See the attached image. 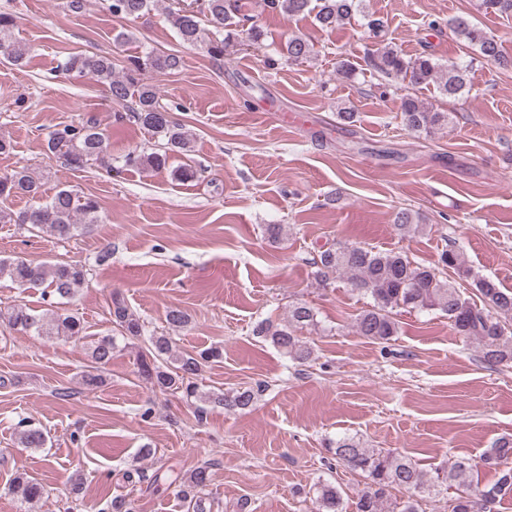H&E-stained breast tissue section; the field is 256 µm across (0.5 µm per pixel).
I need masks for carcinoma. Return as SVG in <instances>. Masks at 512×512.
Segmentation results:
<instances>
[{"label": "carcinoma", "instance_id": "obj_1", "mask_svg": "<svg viewBox=\"0 0 512 512\" xmlns=\"http://www.w3.org/2000/svg\"><path fill=\"white\" fill-rule=\"evenodd\" d=\"M108 11L124 19L137 18L150 10L153 0H105ZM364 0H184L176 2L166 13L170 27L178 39L189 46L205 45L207 54L217 60L224 58V48L233 40L243 38L252 44L265 39L257 19L264 14L285 13L298 16L314 14L321 30H333L364 9ZM479 7L489 13L512 14V0H480ZM15 17L0 12V60L21 67L30 55V47L14 36ZM451 30L468 48H476L487 62L499 67H512V59L502 55L498 42L480 25L464 18L452 20ZM313 43L304 35L288 37L277 56H268L264 65L277 69L284 63L309 59ZM372 68L386 78L402 77L414 86L437 84L444 95L455 96L467 84L470 64L452 61L443 64L430 54L407 58L395 46L386 45L369 58ZM182 59L176 53L148 51L142 56H129L116 62L109 54H69L61 63L62 71L76 77H90L107 85L114 104L120 107L118 117L141 126L156 138L160 148L151 152L134 150L127 154L129 166L161 168L172 153L188 151L190 140L184 126L174 122L161 103L156 86L147 81L145 72L168 74L180 70ZM401 119L415 133L428 134L448 123V113L425 105L418 98H401ZM49 153L63 160L74 170H82L93 162L112 172L106 161L105 135L97 122L88 119L73 125L65 124L53 130L47 139ZM42 183L27 170L19 169L0 175V198L7 200L26 197L40 204L19 214L0 209L1 224H28L33 229H47L55 237L68 240L86 233L93 224L101 223L100 206L91 195L61 188L43 199ZM314 276L327 286L334 275H349L354 291L370 298V308L355 318L359 335L378 344H387L399 333L394 318L397 309L434 312L448 320L460 336L474 339L481 346L482 358L491 368L512 363V292L504 291L487 278H475L474 285L480 303L459 294L457 288L442 279L444 270L452 268L468 277L460 253L449 246L441 253L439 267L411 262L407 256L393 251H375L357 245L338 243L319 252L312 259ZM9 278L21 291L42 290L48 298L68 299L86 280V271L78 264H53L27 261L22 258H1L0 277ZM113 321L121 328V337L106 335L90 344L92 369L84 374L85 382L95 386L101 382L98 371L112 361L118 339L135 342L142 375L160 393L179 392L188 401L210 402L228 410L245 409L258 398V391L240 388L228 393L199 391L197 379L204 367L223 358V350L211 346L194 352H180L173 346L172 337L157 335L147 329L139 316L125 305L119 294L111 295L109 305ZM0 318L8 325L31 336H57L77 339L85 335L84 321L78 315L59 306L38 314L35 310L14 306ZM166 322L173 331L185 329L189 316L171 308ZM318 321L313 307L300 303L288 312V323L261 321L254 334L264 338L291 360L305 364L311 359V347L299 336L304 329L316 327ZM20 444L23 448H44L47 435L42 429L25 423ZM336 461L359 472L364 477L358 491L354 512H384V503L391 491L407 493L406 500L394 503L391 512H425L419 499L423 495H439L454 490L449 512H497L500 501L512 495V436L497 439L485 454L484 461L498 468L494 482L483 489L472 488L474 466L465 457L456 459L450 467L425 471L410 458L398 452L364 448L354 437L336 441ZM211 470L206 463L186 476L174 470L162 477L178 487V494L187 512H206L201 493L210 483ZM155 477L154 481L162 479ZM8 493L22 502H31L42 494L35 478L19 472L12 479ZM318 512H345L342 490L331 484L315 487ZM100 512H133L132 502L124 497L108 498Z\"/></svg>", "mask_w": 512, "mask_h": 512}]
</instances>
